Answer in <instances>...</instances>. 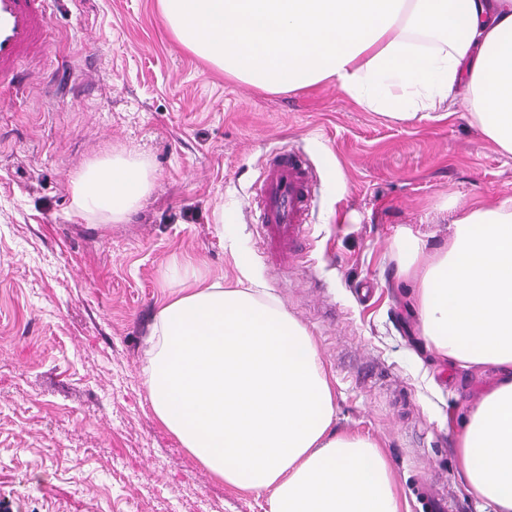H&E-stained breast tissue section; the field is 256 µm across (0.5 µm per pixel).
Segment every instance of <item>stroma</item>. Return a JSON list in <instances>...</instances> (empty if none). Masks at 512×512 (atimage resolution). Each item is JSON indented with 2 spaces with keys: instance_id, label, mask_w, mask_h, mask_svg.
<instances>
[{
  "instance_id": "obj_1",
  "label": "stroma",
  "mask_w": 512,
  "mask_h": 512,
  "mask_svg": "<svg viewBox=\"0 0 512 512\" xmlns=\"http://www.w3.org/2000/svg\"><path fill=\"white\" fill-rule=\"evenodd\" d=\"M43 69L0 100V512H265L156 420L141 369L176 255L235 283L238 252L314 338L336 430L374 440L408 512H476L454 435L496 380L429 350L398 243L447 241L456 202L512 199V159L470 107L396 123L335 83L269 94L172 37L157 0H57ZM126 150L150 194L123 224L75 217L70 180ZM305 155L303 255L260 244L252 185Z\"/></svg>"
}]
</instances>
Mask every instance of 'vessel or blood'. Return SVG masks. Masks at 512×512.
<instances>
[{
  "mask_svg": "<svg viewBox=\"0 0 512 512\" xmlns=\"http://www.w3.org/2000/svg\"><path fill=\"white\" fill-rule=\"evenodd\" d=\"M49 0H0V93L14 88L25 63L40 59L49 45ZM314 180L306 160L293 152L276 153L256 178L254 219L263 243L297 252L307 235Z\"/></svg>",
  "mask_w": 512,
  "mask_h": 512,
  "instance_id": "obj_1",
  "label": "vessel or blood"
}]
</instances>
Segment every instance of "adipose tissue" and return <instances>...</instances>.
Segmentation results:
<instances>
[{
  "label": "adipose tissue",
  "mask_w": 512,
  "mask_h": 512,
  "mask_svg": "<svg viewBox=\"0 0 512 512\" xmlns=\"http://www.w3.org/2000/svg\"><path fill=\"white\" fill-rule=\"evenodd\" d=\"M173 37L265 93L336 82L361 107L406 123L458 100L485 140L512 156V0H159ZM123 152L71 182L75 214L128 220L153 187ZM427 250L399 245L417 288L421 334L438 357L495 368L496 384L456 434L458 475L478 512H512V202H460ZM180 286L161 302L142 376L151 409L212 478L267 496V512H402L377 445L336 432L317 346L254 288L174 259Z\"/></svg>",
  "instance_id": "adipose-tissue-1"
}]
</instances>
